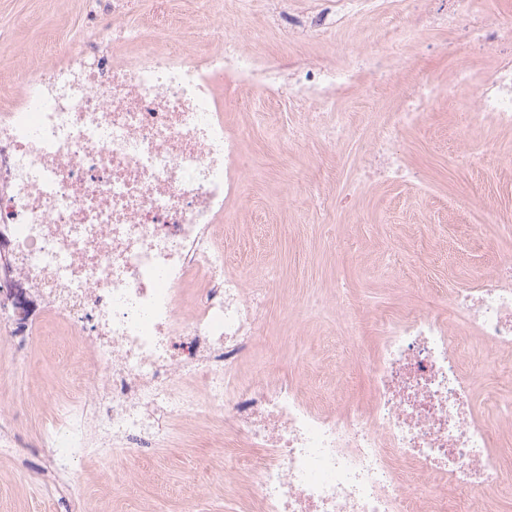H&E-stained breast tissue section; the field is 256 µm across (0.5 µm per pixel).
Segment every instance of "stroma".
<instances>
[{
  "mask_svg": "<svg viewBox=\"0 0 512 512\" xmlns=\"http://www.w3.org/2000/svg\"><path fill=\"white\" fill-rule=\"evenodd\" d=\"M290 4L302 13L332 12L338 23L292 38L273 24L272 0H213L212 18L246 19L245 49L292 68L350 66L348 45L381 56L404 19L413 34L388 59L390 79L374 84L361 76L327 104L346 131L336 144L312 133L303 146L290 145L282 132L304 126L305 107L248 87L225 90L224 120L241 133L248 171L224 219V251L246 279L275 281L265 300V355L244 359L238 374L270 369L317 409L366 410L371 386L363 363L380 344L381 322L430 305L447 314L448 285L467 286L512 257V166L505 163L512 131L488 120L462 125V112L476 109L474 94L444 96L399 133L418 180L378 179L355 195L365 142L419 83L444 87L462 69L491 74L512 61V41L488 48L473 41L470 22L444 25L450 0H421L411 17L404 0H368L358 10L342 0ZM92 8L101 37L134 27L149 39L175 35L190 44L200 23L198 0H133L123 16L113 15L112 0H0V86L13 83L21 64L48 69L61 62L66 43L85 35ZM459 151L471 154V164L456 162ZM332 300L352 307L351 321L329 309ZM69 341L65 331H44L22 369L11 344H0V404L16 406L14 444L0 447V512H251V477L239 472L223 484L215 473L253 449L203 431L196 418L179 421L167 446L109 463L91 454L72 474L51 476L38 434L52 397L65 389L61 372L80 375L66 368L62 347ZM467 366L478 377V413L497 420L493 402L507 383L487 372L482 356L468 358Z\"/></svg>",
  "mask_w": 512,
  "mask_h": 512,
  "instance_id": "35a3bbf8",
  "label": "stroma"
}]
</instances>
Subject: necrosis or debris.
Instances as JSON below:
<instances>
[{
  "instance_id": "4bbe7bcc",
  "label": "necrosis or debris",
  "mask_w": 512,
  "mask_h": 512,
  "mask_svg": "<svg viewBox=\"0 0 512 512\" xmlns=\"http://www.w3.org/2000/svg\"><path fill=\"white\" fill-rule=\"evenodd\" d=\"M209 47H159L135 30L90 53L72 39L59 65L20 69L0 89V253L10 277L73 338L82 381L57 395L39 434L56 466L169 442L171 421L223 413L256 449L254 512H493L512 492L456 328L512 353V258L448 290L447 315L414 310L381 325L369 411L313 408L275 376L234 382L262 325L265 288L226 266L223 219L246 168L224 121L219 81L270 84L315 105L356 68L317 64L288 81L210 23ZM138 43L135 54L124 53ZM477 115L512 129V64L482 79ZM397 113L368 167H400ZM37 331L0 304L17 366Z\"/></svg>"
}]
</instances>
